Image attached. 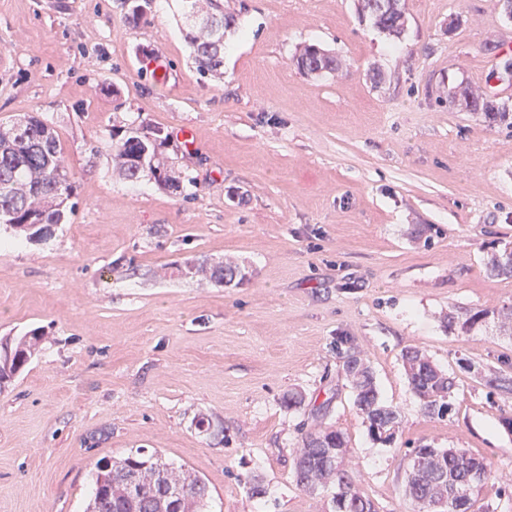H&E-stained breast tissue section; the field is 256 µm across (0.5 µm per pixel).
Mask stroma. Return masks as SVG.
<instances>
[{"label":"stroma","mask_w":512,"mask_h":512,"mask_svg":"<svg viewBox=\"0 0 512 512\" xmlns=\"http://www.w3.org/2000/svg\"><path fill=\"white\" fill-rule=\"evenodd\" d=\"M399 7L391 35L358 0H224L235 53L204 74L176 0L137 26L122 0H0V123L51 126L75 182L51 236L0 227V337H46L0 393V512H84L96 463L136 448L196 471L209 512H328L333 487L293 474L325 426L377 512H417L423 444L483 457L484 505L512 512V391L486 383L512 377V277L492 268L512 247V19L495 0ZM309 44L338 69H300ZM158 127L176 189L112 159L113 135ZM222 262L231 282L205 277ZM340 336L400 414L392 444L354 404ZM411 348L455 381L445 417L420 409Z\"/></svg>","instance_id":"1"}]
</instances>
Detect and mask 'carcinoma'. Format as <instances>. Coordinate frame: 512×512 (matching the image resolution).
I'll return each instance as SVG.
<instances>
[{
	"instance_id": "cac0c4a2",
	"label": "carcinoma",
	"mask_w": 512,
	"mask_h": 512,
	"mask_svg": "<svg viewBox=\"0 0 512 512\" xmlns=\"http://www.w3.org/2000/svg\"><path fill=\"white\" fill-rule=\"evenodd\" d=\"M188 11L186 18L194 22L200 34H186L195 63L203 72H217L224 67V32L230 27L224 15L223 0H181ZM374 25L389 33L399 34L403 15L398 0H382V5L367 11ZM297 63L304 69L332 70L336 60L313 45L303 49ZM166 138L157 129L153 136L136 131L112 144V152L122 175L131 181L139 179L134 171V158L147 151L146 172L166 185L178 183L172 168L160 161L159 148ZM62 172L65 184L57 186L54 176ZM73 193V175L65 166L59 143L51 128L37 120L26 123L0 124V223L23 224L36 214L46 224H59ZM40 343L38 336L15 339L13 347L30 359ZM358 354L348 336L336 337V355L355 395V405L369 424L372 436L382 442L394 440L398 428V411L382 404L370 367ZM406 374L421 409L427 415L444 416L442 407L454 383L420 350L410 348L403 354ZM330 448H347L343 433L327 427L308 432L302 438L294 460L296 485L314 491L327 485L348 498L352 512H376L373 502L361 495L347 471L336 470V462L328 455ZM414 463L406 480L410 499L443 498L455 488L465 486L473 470L487 471L484 459L454 448H432L428 445L413 450ZM154 454L127 455L96 466L94 487L86 512H158L163 501L162 487L155 479ZM140 474L143 492L129 496L124 479L132 470ZM165 483L179 485L184 491L181 512H205L209 491L205 481L185 468L164 467Z\"/></svg>"
}]
</instances>
